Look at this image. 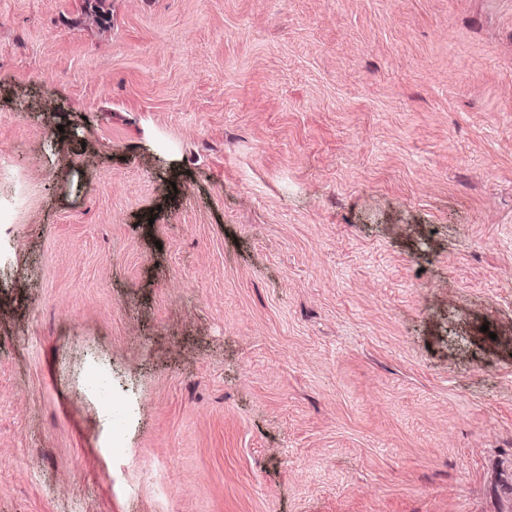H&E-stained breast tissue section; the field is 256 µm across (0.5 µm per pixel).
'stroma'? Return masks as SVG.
<instances>
[{"mask_svg":"<svg viewBox=\"0 0 512 512\" xmlns=\"http://www.w3.org/2000/svg\"><path fill=\"white\" fill-rule=\"evenodd\" d=\"M0 512H512V0H0Z\"/></svg>","mask_w":512,"mask_h":512,"instance_id":"obj_1","label":"stroma"}]
</instances>
